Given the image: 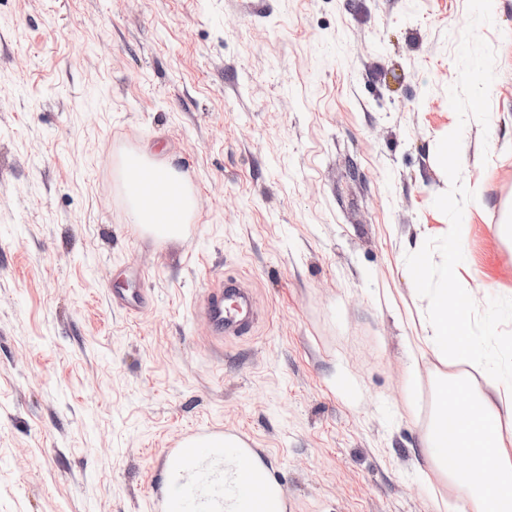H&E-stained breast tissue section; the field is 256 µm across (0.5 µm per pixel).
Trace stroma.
<instances>
[{
    "label": "stroma",
    "mask_w": 512,
    "mask_h": 512,
    "mask_svg": "<svg viewBox=\"0 0 512 512\" xmlns=\"http://www.w3.org/2000/svg\"><path fill=\"white\" fill-rule=\"evenodd\" d=\"M492 13L485 131L448 97L467 0H0V512H165V451L201 428L244 436L286 512H456L415 464L439 387L485 381L409 352L405 256L450 229L436 148L463 126L456 274L512 297V0ZM146 147L195 194L180 238L130 222ZM221 276L257 322L215 341Z\"/></svg>",
    "instance_id": "1"
}]
</instances>
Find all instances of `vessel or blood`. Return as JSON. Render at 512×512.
<instances>
[{
	"label": "vessel or blood",
	"mask_w": 512,
	"mask_h": 512,
	"mask_svg": "<svg viewBox=\"0 0 512 512\" xmlns=\"http://www.w3.org/2000/svg\"><path fill=\"white\" fill-rule=\"evenodd\" d=\"M201 312L214 336H243L254 324L251 292L239 279H219L205 294Z\"/></svg>",
	"instance_id": "1"
}]
</instances>
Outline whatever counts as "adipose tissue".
I'll list each match as a JSON object with an SVG mask.
<instances>
[{"label":"adipose tissue","instance_id":"adipose-tissue-1","mask_svg":"<svg viewBox=\"0 0 512 512\" xmlns=\"http://www.w3.org/2000/svg\"><path fill=\"white\" fill-rule=\"evenodd\" d=\"M133 224L175 239L195 208V198L171 164L137 153L123 173ZM428 317L421 343L441 359L484 371L488 353L470 333V296L447 282L428 288ZM486 389L449 408L447 391L436 395L437 414L421 450L428 467L439 469L461 494L465 512H512V441L496 433L500 418H512V369L486 374ZM239 441H187L188 464L174 472L167 512H285L282 489L258 458L240 455ZM467 458L458 468V458Z\"/></svg>","mask_w":512,"mask_h":512}]
</instances>
